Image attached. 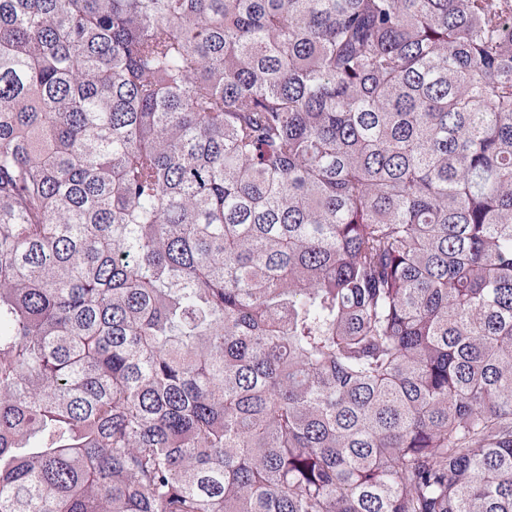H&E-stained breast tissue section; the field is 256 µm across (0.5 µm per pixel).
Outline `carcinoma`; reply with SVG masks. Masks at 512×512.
<instances>
[{
	"label": "carcinoma",
	"instance_id": "1",
	"mask_svg": "<svg viewBox=\"0 0 512 512\" xmlns=\"http://www.w3.org/2000/svg\"><path fill=\"white\" fill-rule=\"evenodd\" d=\"M0 512H512V0H0Z\"/></svg>",
	"mask_w": 512,
	"mask_h": 512
}]
</instances>
